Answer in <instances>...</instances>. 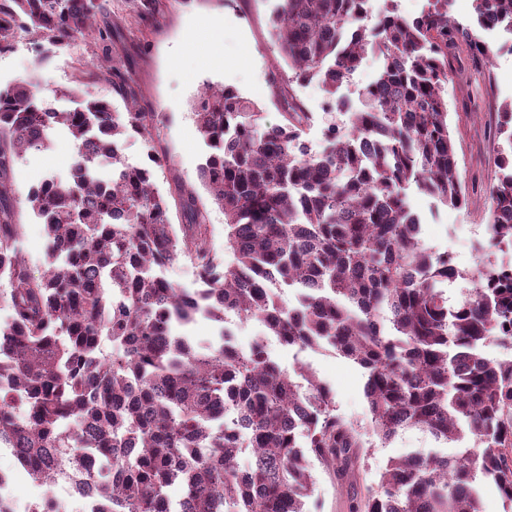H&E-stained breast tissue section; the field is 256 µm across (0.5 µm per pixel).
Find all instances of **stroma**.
<instances>
[{
	"mask_svg": "<svg viewBox=\"0 0 512 512\" xmlns=\"http://www.w3.org/2000/svg\"><path fill=\"white\" fill-rule=\"evenodd\" d=\"M278 2L158 0L154 19L143 22L129 12L125 0H108L96 17L95 33L56 46L36 45L31 34L17 29L12 48L0 52V88L20 80L33 82L40 98L58 109L67 106L59 98V91L75 89L86 97L107 100L121 112L125 103L113 90L108 75L109 66L119 67L154 112L155 126L169 154L168 166L155 171L156 186L166 193L178 180L198 190L202 187L199 168L206 147L191 104L203 85L235 89L261 109L262 125L282 120L269 84L271 65L280 58L270 28ZM448 15L495 51L488 61L474 55L466 41L448 47V122L459 176L470 201L462 207H447L413 185L404 187L403 194L411 210L422 219L425 244L455 256L461 276L448 288V300L454 303L470 289L467 274L477 263L462 240L485 239L490 222L489 188L500 175L495 159L504 146L497 128L503 107L512 103V33L479 27L474 0H448ZM102 30L111 34L108 43L98 38ZM381 66L376 53L364 57L336 93L344 102L340 109L329 108L319 79L298 87L311 114L301 139L311 150L319 149L329 123H343L345 113L362 109V92L376 80ZM75 158L72 141L61 133L53 135L48 148L22 153L13 171L17 196H24L31 184L47 175L68 176ZM268 353L288 371L299 362L308 365L332 388L338 414L358 424L362 433H369L371 416L364 394V369L328 348L299 353L272 339ZM437 448L429 436L408 432L388 445L369 449L347 478H338L325 466L315 465L311 512H350L352 504L376 486L390 459Z\"/></svg>",
	"mask_w": 512,
	"mask_h": 512,
	"instance_id": "stroma-1",
	"label": "stroma"
}]
</instances>
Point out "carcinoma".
<instances>
[{
  "label": "carcinoma",
  "instance_id": "1",
  "mask_svg": "<svg viewBox=\"0 0 512 512\" xmlns=\"http://www.w3.org/2000/svg\"><path fill=\"white\" fill-rule=\"evenodd\" d=\"M368 0H279L271 28L292 70L271 73L283 121L231 89L205 86L192 104L207 148L200 177L224 212V252H214L207 205L181 183L163 195L154 167L166 149L154 113L112 68L109 102L62 92L55 109L28 80L0 89V448L49 491L31 512H56L54 485L88 489L86 512H310L313 461L345 476L365 442L336 415L331 391L301 365L296 376L263 342L248 352L219 331L194 343L179 332L202 315L256 319L288 347L326 344L366 370L371 435L390 442L418 430L453 457L420 452L389 460L377 490L352 512H483L473 483L484 478L512 507V271L492 256L512 245V103L501 112L505 174L490 194L486 252L473 287L455 305L442 284L448 255H434L401 190L415 183L453 207L466 204L448 125V43L469 42L429 0L407 19L390 9L367 22ZM482 25L508 22L512 0H474ZM101 0H0V50L18 27L56 44L93 30ZM382 56L364 93L355 131L330 125L329 149L310 152L299 131L310 120L293 84L321 76L329 102L368 52ZM56 131L73 141L69 182L40 179L24 203L44 224L46 268L36 276L21 249L12 171L20 153L45 148ZM155 143L131 166L117 150L129 134ZM107 162L112 177L92 175ZM185 223L174 224L172 207ZM182 257L200 268L190 292L157 273ZM299 290V305L270 284ZM253 448L236 460L241 436ZM96 459L95 472L87 460ZM183 486L173 502L171 485Z\"/></svg>",
  "mask_w": 512,
  "mask_h": 512
}]
</instances>
